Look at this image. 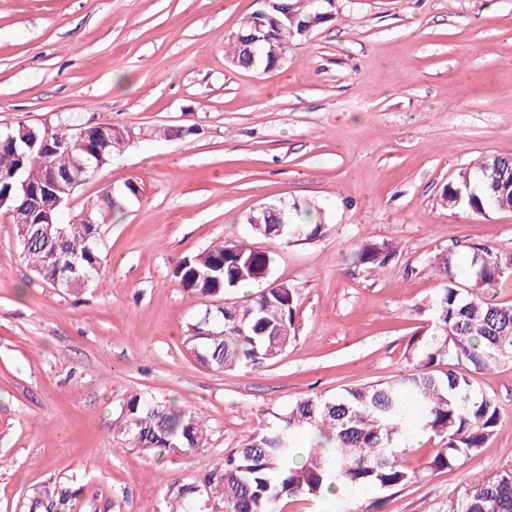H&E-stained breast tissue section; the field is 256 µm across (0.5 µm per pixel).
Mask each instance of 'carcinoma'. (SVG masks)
Returning <instances> with one entry per match:
<instances>
[{
    "instance_id": "obj_1",
    "label": "carcinoma",
    "mask_w": 512,
    "mask_h": 512,
    "mask_svg": "<svg viewBox=\"0 0 512 512\" xmlns=\"http://www.w3.org/2000/svg\"><path fill=\"white\" fill-rule=\"evenodd\" d=\"M288 0L296 21L264 27L271 42H254L258 35L251 20L233 36L231 63L253 69L276 67L288 47V35H297L323 22L316 12L298 13ZM104 129L106 147L101 155L91 143L72 137L67 125L51 128L50 146L28 148L18 129L16 140L0 137V197L21 204L11 178L20 167L30 186L43 192L47 173L54 168L71 174L68 188L76 189L95 178L98 171L125 148L126 140ZM82 160L78 166L75 161ZM140 187L133 181L89 204L99 217L118 215L136 199ZM450 210L475 214L512 209V155L487 157L466 168L442 193ZM309 211L300 205L262 206L246 218L253 240L223 242L179 259L173 275L192 296L224 298V305L206 310L189 327L184 345L203 368L222 372L256 369L279 358L298 335L297 292L291 285L272 288L274 259L256 241L278 236L275 225L285 224L283 235L307 238L320 235L322 224H299L296 217ZM53 230L45 224H26L16 231L20 254L46 284L77 292L100 272L105 257L100 249V225L60 222L53 215ZM469 264L458 273L457 250L448 248L430 264L441 281L429 305L434 334L442 342L417 349L416 365L405 374L372 385L346 389L336 395H314L288 405L275 421L250 432L243 444L219 460L204 476L202 486L224 512H280L281 502L303 495L320 500L330 495L344 501L362 488L381 491L402 488L418 473L402 463L410 439L400 413L418 401L412 423L414 433L438 440L440 448L425 463L427 472L453 467L461 457L483 448L496 435L497 407L474 384L471 371L493 373L512 362V305L491 303L485 293L512 275V252L495 245H463ZM357 263L368 270L385 266L396 249L385 242L365 241L355 252ZM252 284L260 290L244 303L226 293ZM116 435L127 447L162 459L205 446L206 426L195 410L163 404L151 397L132 396L122 409ZM310 438L304 456L295 443L299 435ZM84 487L48 485L36 491L29 512H72ZM196 487L179 481L168 487L169 512H181ZM448 512H512V468L475 482Z\"/></svg>"
}]
</instances>
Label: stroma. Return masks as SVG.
I'll return each mask as SVG.
<instances>
[{
  "label": "stroma",
  "instance_id": "obj_1",
  "mask_svg": "<svg viewBox=\"0 0 512 512\" xmlns=\"http://www.w3.org/2000/svg\"><path fill=\"white\" fill-rule=\"evenodd\" d=\"M263 0H0V130L110 122L136 139L80 187L71 213L108 186L142 197L101 227L108 264L67 293L22 258L0 210V512H27L49 482L85 487L74 512H166L168 484L218 458L296 398L408 372L410 342L435 343L433 256L452 244L512 247V211L448 210L441 196L482 158L512 152V0H335L290 36L281 63L225 56ZM184 129L181 137L173 129ZM265 203L299 204L323 226L264 248L297 290L298 337L257 370L198 366L182 340L215 298L190 296L175 262L249 239ZM398 252L355 263L361 242ZM499 408L484 448L346 505L303 496L281 512H448L470 483L512 467V363L477 375ZM134 395L207 420L204 448L159 460L114 433Z\"/></svg>",
  "mask_w": 512,
  "mask_h": 512
}]
</instances>
